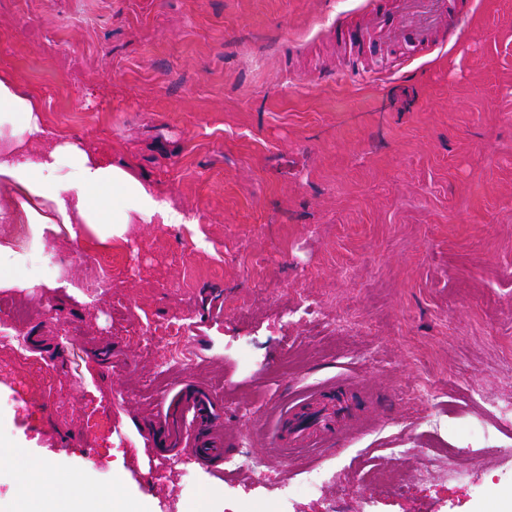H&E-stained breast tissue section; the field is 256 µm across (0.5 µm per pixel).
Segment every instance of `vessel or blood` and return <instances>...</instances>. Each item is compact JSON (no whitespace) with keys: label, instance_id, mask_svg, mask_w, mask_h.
I'll return each mask as SVG.
<instances>
[{"label":"vessel or blood","instance_id":"obj_1","mask_svg":"<svg viewBox=\"0 0 512 512\" xmlns=\"http://www.w3.org/2000/svg\"><path fill=\"white\" fill-rule=\"evenodd\" d=\"M365 26L336 27L340 43L369 44L393 51L404 47L433 49L459 13L456 0H367ZM346 403L335 394L323 395L321 406L310 398L295 400L284 410L287 435L277 440L279 447L292 451L299 447L332 449L340 437L336 415ZM159 445L163 448H190L196 462L220 471L224 463V399L215 389L187 384L162 397L156 412Z\"/></svg>","mask_w":512,"mask_h":512}]
</instances>
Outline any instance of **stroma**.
Listing matches in <instances>:
<instances>
[{"instance_id":"obj_1","label":"stroma","mask_w":512,"mask_h":512,"mask_svg":"<svg viewBox=\"0 0 512 512\" xmlns=\"http://www.w3.org/2000/svg\"><path fill=\"white\" fill-rule=\"evenodd\" d=\"M431 53L358 54L365 0H0V73L191 216L102 251L1 224L22 268L112 289L0 290V512L48 464L140 512H512V0H459ZM223 313L173 342L163 330ZM224 398L215 477L149 426L179 379ZM340 450L280 461L273 407L340 380Z\"/></svg>"}]
</instances>
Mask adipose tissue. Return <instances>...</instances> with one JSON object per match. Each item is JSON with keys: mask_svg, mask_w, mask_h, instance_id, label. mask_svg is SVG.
Masks as SVG:
<instances>
[{"mask_svg": "<svg viewBox=\"0 0 512 512\" xmlns=\"http://www.w3.org/2000/svg\"><path fill=\"white\" fill-rule=\"evenodd\" d=\"M188 216L128 169L107 162L82 139L52 133L39 99L14 78L0 75V223L31 225L37 242L58 235L94 238L100 248L124 239L131 224H185ZM40 286L81 298L70 281L23 273L11 240L0 237V288ZM17 512H130L120 489L94 492L50 465L27 471Z\"/></svg>", "mask_w": 512, "mask_h": 512, "instance_id": "ef3b65f1", "label": "adipose tissue"}]
</instances>
